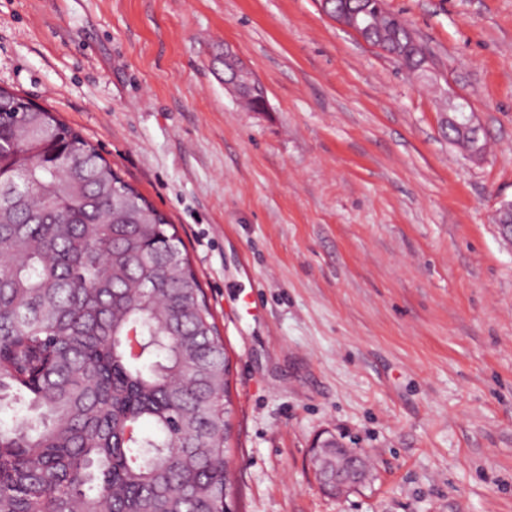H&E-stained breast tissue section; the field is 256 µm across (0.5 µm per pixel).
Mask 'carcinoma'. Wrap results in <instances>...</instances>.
Instances as JSON below:
<instances>
[{
  "label": "carcinoma",
  "instance_id": "obj_1",
  "mask_svg": "<svg viewBox=\"0 0 512 512\" xmlns=\"http://www.w3.org/2000/svg\"><path fill=\"white\" fill-rule=\"evenodd\" d=\"M370 43L421 52L379 0ZM0 88V512H224L229 367L167 217Z\"/></svg>",
  "mask_w": 512,
  "mask_h": 512
}]
</instances>
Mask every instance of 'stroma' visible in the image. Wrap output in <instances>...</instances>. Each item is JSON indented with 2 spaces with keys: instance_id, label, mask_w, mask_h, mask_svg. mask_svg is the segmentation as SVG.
I'll return each mask as SVG.
<instances>
[{
  "instance_id": "obj_1",
  "label": "stroma",
  "mask_w": 512,
  "mask_h": 512,
  "mask_svg": "<svg viewBox=\"0 0 512 512\" xmlns=\"http://www.w3.org/2000/svg\"><path fill=\"white\" fill-rule=\"evenodd\" d=\"M408 74L321 0H0V87L182 239L232 366L238 512H512V0H386ZM232 49L266 89L224 86ZM475 112L484 156L442 127ZM331 432L372 482L312 472ZM336 437L329 434L323 437V434L319 435L311 445L312 458L315 465V474L319 484L322 488L329 493L336 495V497H342L359 488L356 482L355 474L360 471L359 467H352L350 463H337L334 466V474L330 481H325L322 478V471L326 469V463L323 464L322 468L319 466L318 461L322 459V454L319 452V448H333V457L348 462L352 459L357 451L354 448H348L345 444L340 442L335 448Z\"/></svg>"
}]
</instances>
